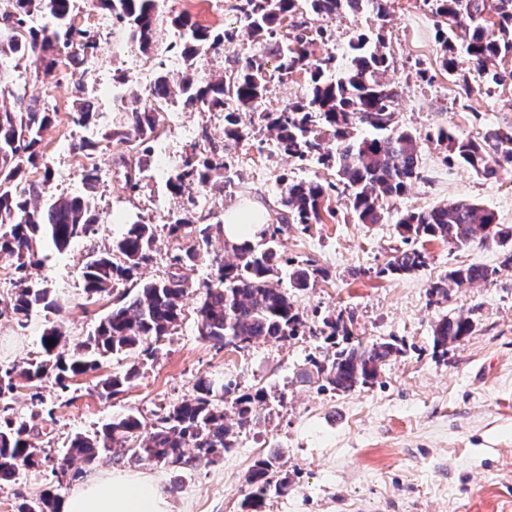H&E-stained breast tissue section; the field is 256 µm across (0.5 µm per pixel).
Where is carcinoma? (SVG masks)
Listing matches in <instances>:
<instances>
[{"mask_svg": "<svg viewBox=\"0 0 512 512\" xmlns=\"http://www.w3.org/2000/svg\"><path fill=\"white\" fill-rule=\"evenodd\" d=\"M11 8H0V94L11 92L9 63L28 59L31 65L57 63L56 47L63 43L65 60L73 67L87 64L96 45L95 34L72 23L73 0H6ZM109 12L112 24L125 30L131 42L143 51L150 49L157 24L156 0H96ZM437 18L438 43L442 67L455 77L461 93L471 86L459 73L466 60L486 85L499 86L512 79V72L498 69V62L512 55V0H425ZM240 13L254 40L267 49L241 62L227 79L201 83L191 70L192 60L205 49H216L234 41L235 32H214L188 14L171 19L184 30L182 52L184 68L157 77L150 90L149 103L135 98L126 103L125 124L106 132L103 138L132 143L147 152L155 138L158 111L169 102L203 112L224 113V141L239 142L249 129L241 115H258L268 131L275 134L276 149L292 158L303 159L320 152L322 138L336 141V153L326 155L335 169L338 182L348 191L349 209L359 224H378L383 220V202L404 195L420 179V142L411 132L394 127V107L399 87L382 80L388 59L379 46H370L365 36L350 45L346 66L332 73L333 59L315 56L316 41H325L327 30L320 26L307 33L306 22L295 18L306 13L324 20L350 11H371L384 21L389 13L384 0H238ZM276 61L283 76L302 74L309 93L279 112L262 109L266 92L268 58ZM55 113L37 97L17 96L11 108H0V258L12 262L19 280L10 301H0V318L23 323L35 311L59 308L52 291L27 280L29 268L41 263V248L51 246L65 252L72 242L95 232L98 217L91 199L85 195L43 199L50 169L40 153L44 134L54 124ZM74 124L87 127L95 113L87 101L74 100ZM379 132L375 137H359L356 126ZM427 140L444 150L445 160L469 168L485 178L497 177L506 166L512 167V128L491 127L475 140L439 128ZM43 168L42 179L31 180L30 169ZM231 182L224 162V148L212 147L203 154L182 160L167 179L174 194L196 185L202 189H224ZM336 184L316 180L283 178L280 205L285 213L281 225L271 224L261 232L262 243L224 244L232 253L228 260H212V271L205 294L196 308L197 329L205 340L238 349L256 339L291 338L305 326L302 315L288 292L274 282L280 262L276 238L288 224L308 229L323 223V216H334L331 207ZM168 234L176 239L195 234L194 241L209 245L213 225L193 219L187 212L169 216ZM404 247L395 248L381 273L411 274L426 264L420 242L440 240L456 247L478 244L505 246L512 243V226L497 223L493 210L460 200L429 209L410 211L397 220ZM155 244V227L140 219L127 223L112 247L90 252L83 263V288L86 294L109 295L115 286L131 281L150 260ZM121 256V262L113 260ZM196 246L179 248L170 257L175 272L162 280L147 281L135 292L121 296V304L100 320L85 340L71 344L62 324L44 329L40 343L43 358L0 367V397L19 388L33 389L50 375L60 385L78 375L100 368L102 360L114 354H128L152 339L171 333L182 317V300L189 288L186 272L194 266ZM320 273L317 268L301 267L291 274L293 287L305 289ZM495 271L480 266H461L448 270L431 284L429 296L446 299L449 292L469 288L491 279ZM352 315L339 312L323 319L318 329L330 342L342 337L345 346L324 357H313L300 372V379L319 384L321 389L348 392L373 384L381 368L400 352L391 342L365 343L352 340L349 324ZM473 322L460 311L439 319L432 328L435 352L446 355L448 346L470 335ZM139 365L101 380L100 399L110 401L132 385ZM268 394L264 388L239 392L237 385L222 378L199 380L195 394L166 410L149 432L141 420L126 414L112 418L88 436L71 438L60 468L79 461L92 465L103 452L135 444L132 456L138 461L163 463L184 468L196 461L224 456L232 446L233 430L224 423L220 403L231 401L237 425H255L261 420ZM30 427L24 420L0 418V482L12 480L22 468H35L42 462L43 449L29 440ZM192 453H187V449ZM280 452L271 451L254 461L246 475L251 487L243 503L245 512H263L268 491L288 486L287 478L275 479L280 468ZM18 512H59L58 496L50 491L34 502H23Z\"/></svg>", "mask_w": 512, "mask_h": 512, "instance_id": "obj_1", "label": "carcinoma"}]
</instances>
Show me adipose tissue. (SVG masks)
I'll list each match as a JSON object with an SVG mask.
<instances>
[{
  "mask_svg": "<svg viewBox=\"0 0 512 512\" xmlns=\"http://www.w3.org/2000/svg\"><path fill=\"white\" fill-rule=\"evenodd\" d=\"M61 512H173L166 496L144 475L115 473L71 493Z\"/></svg>",
  "mask_w": 512,
  "mask_h": 512,
  "instance_id": "obj_1",
  "label": "adipose tissue"
}]
</instances>
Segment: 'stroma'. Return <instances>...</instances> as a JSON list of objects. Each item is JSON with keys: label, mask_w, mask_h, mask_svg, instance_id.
<instances>
[{"label": "stroma", "mask_w": 512, "mask_h": 512, "mask_svg": "<svg viewBox=\"0 0 512 512\" xmlns=\"http://www.w3.org/2000/svg\"><path fill=\"white\" fill-rule=\"evenodd\" d=\"M223 2L218 13L212 0H157L164 21L146 51L120 32L115 49L98 44L85 68L61 63L44 72L19 61L22 93L53 101L57 112L41 145L52 170L47 194L92 191L100 221L91 237L73 242L65 252H49L41 265L29 268L30 281L50 288L61 307L34 313L22 325L0 319V365L39 358L42 332L51 323H61L76 343L111 311L115 295L87 298L81 270L92 249L122 234L124 227L113 221V214L139 217L155 226L152 259L139 275L144 280L168 276L171 253L192 240L172 238L165 229L169 215L183 210L187 196L168 190L165 176L157 171L159 156L178 161L214 145L225 146L235 184L208 191L206 209L194 213L195 219L216 226L228 209L240 204L278 223L282 178L334 180V169L319 155L298 160L277 151L271 132L250 114L244 118L252 127L250 135L229 146L217 113L180 105L161 111L151 154L104 139V132L125 121L122 98L147 100L159 75L182 68L173 48L180 32L169 17L187 13L200 25L236 33L233 43L196 56L193 69L199 78L229 76L238 61L261 53L233 0ZM389 11L383 23L374 15L350 12L327 22L311 14L306 20L311 29L327 26L330 37L317 45L316 54L334 57L339 68L346 65L349 45L359 35L382 38L390 62L384 79L400 90L396 125L422 138L421 177L405 195L385 202L383 223H356L346 195L337 191L331 200L335 217L307 230L289 225L278 240L285 258L280 285L288 289L308 325L344 311L354 318V335L397 344L398 354L383 366L376 383L341 393L299 382L297 375L308 358L327 348L323 337L307 332L285 341L260 339L241 350L204 341L197 332L196 309L213 258L224 254V235L216 230L190 272L179 325L151 341L148 353L111 356L98 370L66 385L50 376L38 392L25 388L0 398V417L26 420L34 445L47 455L39 467L20 470L12 481L0 483V512H17L22 501L51 488L67 497L115 471L151 476L174 512H243L250 492L245 475L262 449L280 451V473L288 478L286 492L268 493L264 512H512V268L502 266L498 247L457 248L431 241L424 245L427 262L419 271L393 277L381 273L401 244L396 222L406 212L468 199L492 209L498 223L512 225V167L487 180L463 166L446 164L443 150L425 139L441 127L474 139L494 126L512 127V79L489 89L475 87L467 98L459 96L441 66L435 19L424 0H390ZM79 86L96 114L95 126L88 129L71 121ZM83 138L97 142L92 158L71 149ZM128 162L141 168L142 189L134 194L124 180ZM93 165L101 179L90 190L84 175ZM308 265L318 268L319 276L306 289L292 288V270ZM460 265L484 266L494 276L452 292L447 300L430 302V285ZM461 310L472 316L474 332L449 346L446 356L436 355L434 323ZM135 362L140 376L133 385L111 401L100 400L99 381ZM216 374L240 391L262 387L268 393L261 421L254 426L236 427L232 407H225L224 419L235 430L224 457L173 468L135 461L127 452H107L77 479L56 477L75 434L93 435L106 421L128 413L152 428L164 408L193 395L199 379Z\"/></svg>", "instance_id": "stroma-1"}]
</instances>
